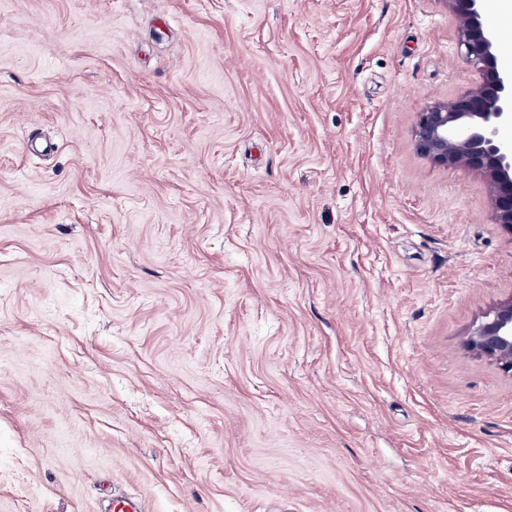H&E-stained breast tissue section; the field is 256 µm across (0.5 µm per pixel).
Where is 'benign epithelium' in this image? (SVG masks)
I'll list each match as a JSON object with an SVG mask.
<instances>
[{
    "instance_id": "benign-epithelium-1",
    "label": "benign epithelium",
    "mask_w": 512,
    "mask_h": 512,
    "mask_svg": "<svg viewBox=\"0 0 512 512\" xmlns=\"http://www.w3.org/2000/svg\"><path fill=\"white\" fill-rule=\"evenodd\" d=\"M459 19V47L476 68L478 84L451 101H436L418 113L417 149L433 163L479 172L494 202V218L512 233V68L501 65L494 28L482 0H448ZM467 348L512 371V299L473 325Z\"/></svg>"
}]
</instances>
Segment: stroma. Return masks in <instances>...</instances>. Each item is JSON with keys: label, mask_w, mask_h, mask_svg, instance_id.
I'll return each mask as SVG.
<instances>
[{"label": "stroma", "mask_w": 512, "mask_h": 512, "mask_svg": "<svg viewBox=\"0 0 512 512\" xmlns=\"http://www.w3.org/2000/svg\"><path fill=\"white\" fill-rule=\"evenodd\" d=\"M447 0H0V512H512V298ZM476 322L466 336L467 348L512 371V299L499 304Z\"/></svg>", "instance_id": "1"}]
</instances>
